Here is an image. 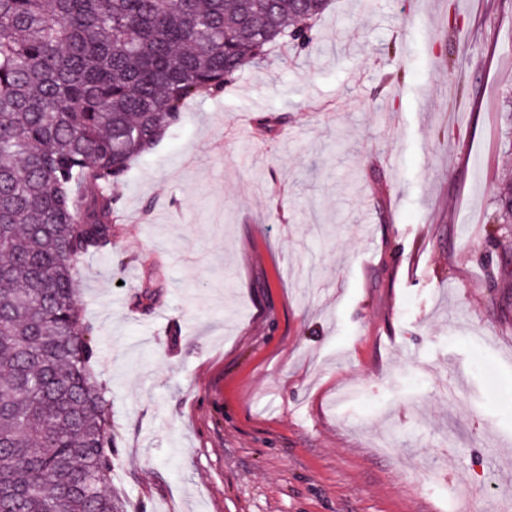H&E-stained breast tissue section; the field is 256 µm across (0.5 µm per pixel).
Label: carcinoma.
<instances>
[{"label":"carcinoma","mask_w":512,"mask_h":512,"mask_svg":"<svg viewBox=\"0 0 512 512\" xmlns=\"http://www.w3.org/2000/svg\"><path fill=\"white\" fill-rule=\"evenodd\" d=\"M329 0H0V512H120L75 267L187 100ZM512 223V183L497 200Z\"/></svg>","instance_id":"1"}]
</instances>
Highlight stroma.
Returning a JSON list of instances; mask_svg holds the SVG:
<instances>
[{
	"mask_svg": "<svg viewBox=\"0 0 512 512\" xmlns=\"http://www.w3.org/2000/svg\"><path fill=\"white\" fill-rule=\"evenodd\" d=\"M132 165L77 265L124 512H512V0H331ZM346 401H338L340 392Z\"/></svg>",
	"mask_w": 512,
	"mask_h": 512,
	"instance_id": "stroma-1",
	"label": "stroma"
}]
</instances>
